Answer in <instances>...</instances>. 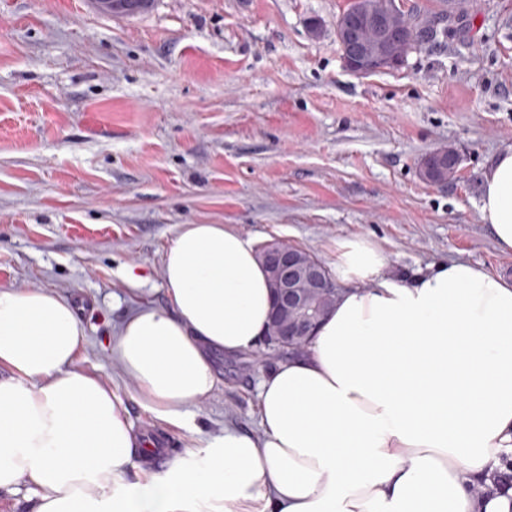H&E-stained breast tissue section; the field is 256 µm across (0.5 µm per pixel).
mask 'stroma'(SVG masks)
Instances as JSON below:
<instances>
[{
  "mask_svg": "<svg viewBox=\"0 0 512 512\" xmlns=\"http://www.w3.org/2000/svg\"><path fill=\"white\" fill-rule=\"evenodd\" d=\"M93 2L0 0V287L74 304L77 368L161 433L165 456L227 425L259 432L269 370L214 354L190 432L134 398L112 337L140 305L167 306L182 225L284 240L329 267L337 240L362 236L394 274L462 260L512 278L478 211L487 160L512 146V0H470L461 29L366 77L336 43L347 0H155L135 18ZM448 145L457 173L426 182L423 158Z\"/></svg>",
  "mask_w": 512,
  "mask_h": 512,
  "instance_id": "1",
  "label": "stroma"
}]
</instances>
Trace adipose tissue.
<instances>
[{
  "mask_svg": "<svg viewBox=\"0 0 512 512\" xmlns=\"http://www.w3.org/2000/svg\"><path fill=\"white\" fill-rule=\"evenodd\" d=\"M479 214L512 252V147L483 173ZM343 285L307 351L258 385L261 431L228 426L165 469L122 399L75 370L83 321L64 297L0 287V495L30 512H512V280L466 261L387 271L369 240L336 243ZM167 307L112 338L138 403L187 426L213 393L212 352L264 339L271 290L252 239L185 224L163 259Z\"/></svg>",
  "mask_w": 512,
  "mask_h": 512,
  "instance_id": "obj_1",
  "label": "adipose tissue"
}]
</instances>
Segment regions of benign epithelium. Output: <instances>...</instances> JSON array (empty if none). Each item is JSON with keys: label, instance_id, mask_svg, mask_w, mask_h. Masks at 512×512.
<instances>
[{"label": "benign epithelium", "instance_id": "obj_1", "mask_svg": "<svg viewBox=\"0 0 512 512\" xmlns=\"http://www.w3.org/2000/svg\"><path fill=\"white\" fill-rule=\"evenodd\" d=\"M389 31V13L374 5L339 22L336 35L342 43L344 67L353 74L369 76L385 63L405 64L408 56L394 51ZM459 164L460 155L435 151L423 159L421 171L427 173V179L445 183L440 172L450 167L456 170ZM259 256L273 291V337L286 346L307 340L333 307L338 285L321 261L286 241L262 246Z\"/></svg>", "mask_w": 512, "mask_h": 512}]
</instances>
